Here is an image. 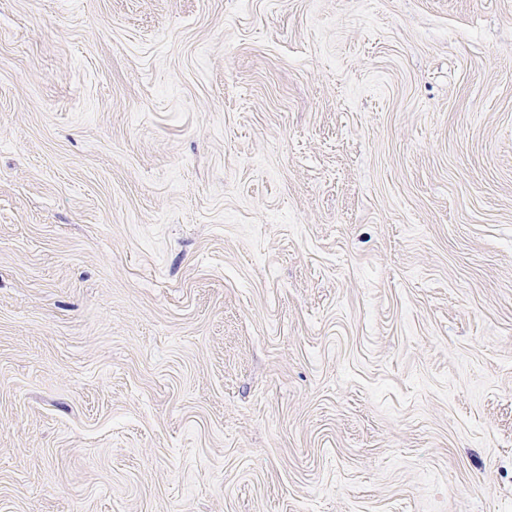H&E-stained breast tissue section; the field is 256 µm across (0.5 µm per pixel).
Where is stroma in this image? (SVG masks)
<instances>
[{
    "label": "stroma",
    "mask_w": 512,
    "mask_h": 512,
    "mask_svg": "<svg viewBox=\"0 0 512 512\" xmlns=\"http://www.w3.org/2000/svg\"><path fill=\"white\" fill-rule=\"evenodd\" d=\"M0 512H512V0H0Z\"/></svg>",
    "instance_id": "obj_1"
}]
</instances>
